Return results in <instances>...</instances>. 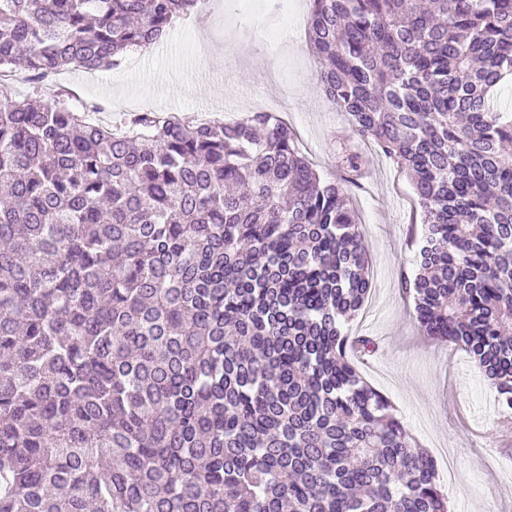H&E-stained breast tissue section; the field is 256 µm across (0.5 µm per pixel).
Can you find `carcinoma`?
<instances>
[{
	"instance_id": "carcinoma-1",
	"label": "carcinoma",
	"mask_w": 512,
	"mask_h": 512,
	"mask_svg": "<svg viewBox=\"0 0 512 512\" xmlns=\"http://www.w3.org/2000/svg\"><path fill=\"white\" fill-rule=\"evenodd\" d=\"M199 0H0V512H450L363 378L343 183L274 112L92 123L44 80L112 69ZM317 87L411 177L401 288L512 413V0H312Z\"/></svg>"
}]
</instances>
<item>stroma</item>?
Wrapping results in <instances>:
<instances>
[{
	"label": "stroma",
	"mask_w": 512,
	"mask_h": 512,
	"mask_svg": "<svg viewBox=\"0 0 512 512\" xmlns=\"http://www.w3.org/2000/svg\"><path fill=\"white\" fill-rule=\"evenodd\" d=\"M210 0L209 22L176 21L149 51L129 54L119 68L89 74L69 70L57 80L80 101H104L94 122L120 125L131 111L150 108L200 118L232 119L276 112L298 135L302 153L324 180H342L333 158L349 129L343 113L317 87V62L305 31L290 35L282 19L255 30L247 14H228ZM361 175L349 185L370 255L372 287L346 331L370 336L375 351L359 367L398 410L407 430L438 465L439 482L455 512H512V436L496 393L461 348L426 338L403 298L400 268L414 269L423 234L407 176L381 154L364 153Z\"/></svg>",
	"instance_id": "stroma-1"
}]
</instances>
